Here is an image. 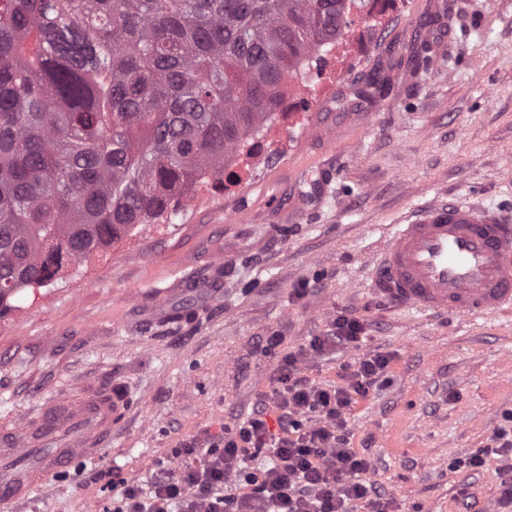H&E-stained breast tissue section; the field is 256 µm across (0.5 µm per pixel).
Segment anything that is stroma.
I'll return each mask as SVG.
<instances>
[{"mask_svg": "<svg viewBox=\"0 0 512 512\" xmlns=\"http://www.w3.org/2000/svg\"><path fill=\"white\" fill-rule=\"evenodd\" d=\"M369 46L240 187L196 188L169 222L26 288L0 318V441L85 393L128 395L97 457L0 512H98L111 471L147 483L159 458L248 415L280 359L361 317V348L308 355L304 374L340 385L363 353L388 379L347 414L350 446L401 512H475L498 462L460 461L512 411V313L468 320L400 308L365 286L390 225L431 202L512 218V0H403ZM385 96L357 98L373 72ZM308 292L296 296L299 284ZM283 336L265 353L267 336Z\"/></svg>", "mask_w": 512, "mask_h": 512, "instance_id": "obj_1", "label": "stroma"}]
</instances>
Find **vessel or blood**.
Listing matches in <instances>:
<instances>
[{
    "instance_id": "1",
    "label": "vessel or blood",
    "mask_w": 512,
    "mask_h": 512,
    "mask_svg": "<svg viewBox=\"0 0 512 512\" xmlns=\"http://www.w3.org/2000/svg\"><path fill=\"white\" fill-rule=\"evenodd\" d=\"M370 286L387 300L439 314L463 318L512 311V224L495 209L435 203L421 208L415 219L393 225L371 263ZM122 386L111 398L91 397L78 409L55 406L33 429L45 448L40 465L26 462L27 448L8 442L0 456L10 465L0 480V501L22 497L28 487L67 468L104 445L126 408ZM77 420L78 438L54 446V432Z\"/></svg>"
}]
</instances>
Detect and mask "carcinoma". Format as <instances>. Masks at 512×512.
Masks as SVG:
<instances>
[{
	"instance_id": "1",
	"label": "carcinoma",
	"mask_w": 512,
	"mask_h": 512,
	"mask_svg": "<svg viewBox=\"0 0 512 512\" xmlns=\"http://www.w3.org/2000/svg\"><path fill=\"white\" fill-rule=\"evenodd\" d=\"M345 0H0V316L181 211Z\"/></svg>"
}]
</instances>
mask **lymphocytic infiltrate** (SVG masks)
Wrapping results in <instances>:
<instances>
[{
    "instance_id": "1",
    "label": "lymphocytic infiltrate",
    "mask_w": 512,
    "mask_h": 512,
    "mask_svg": "<svg viewBox=\"0 0 512 512\" xmlns=\"http://www.w3.org/2000/svg\"><path fill=\"white\" fill-rule=\"evenodd\" d=\"M363 322L340 315L329 335L311 339L322 354L336 345L355 347ZM388 356L359 358L344 385L312 382L298 353L282 357L277 385L261 407L222 432L173 449L158 461L149 486L119 479L112 512H394V500L367 478L371 462L349 446L347 412L383 382ZM275 423H268V415ZM500 462L495 512H512V413L470 456Z\"/></svg>"
}]
</instances>
